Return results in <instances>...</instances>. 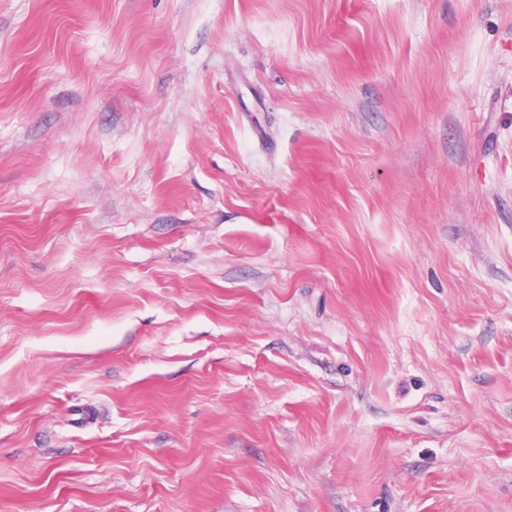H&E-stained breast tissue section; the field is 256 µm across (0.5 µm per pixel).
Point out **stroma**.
Masks as SVG:
<instances>
[{
    "mask_svg": "<svg viewBox=\"0 0 512 512\" xmlns=\"http://www.w3.org/2000/svg\"><path fill=\"white\" fill-rule=\"evenodd\" d=\"M0 512H512V0H0Z\"/></svg>",
    "mask_w": 512,
    "mask_h": 512,
    "instance_id": "35a3bbf8",
    "label": "stroma"
}]
</instances>
